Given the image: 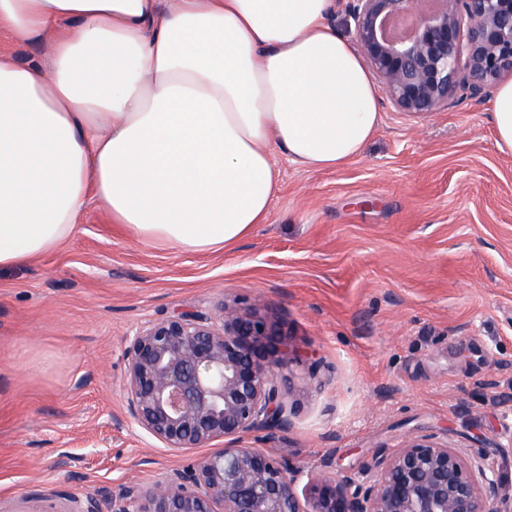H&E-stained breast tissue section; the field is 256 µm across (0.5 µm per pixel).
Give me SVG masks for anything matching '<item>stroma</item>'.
<instances>
[{
	"label": "stroma",
	"mask_w": 512,
	"mask_h": 512,
	"mask_svg": "<svg viewBox=\"0 0 512 512\" xmlns=\"http://www.w3.org/2000/svg\"><path fill=\"white\" fill-rule=\"evenodd\" d=\"M379 110L341 167L276 155L266 223L224 249L145 244L92 206L57 251L0 270V512H63L61 492L149 487L206 455L130 418L126 349L226 302L263 305L293 348V428L243 445L359 472L426 433L480 451L512 500V153L487 100Z\"/></svg>",
	"instance_id": "obj_1"
}]
</instances>
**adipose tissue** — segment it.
<instances>
[{"label":"adipose tissue","mask_w":512,"mask_h":512,"mask_svg":"<svg viewBox=\"0 0 512 512\" xmlns=\"http://www.w3.org/2000/svg\"><path fill=\"white\" fill-rule=\"evenodd\" d=\"M334 0H0V269L58 250L89 205L208 253L263 223L294 164L362 154L377 91ZM7 50L20 64H30L45 60V50L39 45L16 44L1 38V50Z\"/></svg>","instance_id":"1"}]
</instances>
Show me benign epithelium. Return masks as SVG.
Returning a JSON list of instances; mask_svg holds the SVG:
<instances>
[{
  "label": "benign epithelium",
  "mask_w": 512,
  "mask_h": 512,
  "mask_svg": "<svg viewBox=\"0 0 512 512\" xmlns=\"http://www.w3.org/2000/svg\"><path fill=\"white\" fill-rule=\"evenodd\" d=\"M357 53L400 112L487 99L512 78V0H343ZM288 338L256 306L218 318L178 311L130 339L123 383L132 420L166 447L224 448L145 487L112 494L111 512H512L482 456L413 435L363 472L298 471L240 445L293 426L283 368ZM67 512H100L101 491L64 494Z\"/></svg>",
  "instance_id": "obj_1"
}]
</instances>
